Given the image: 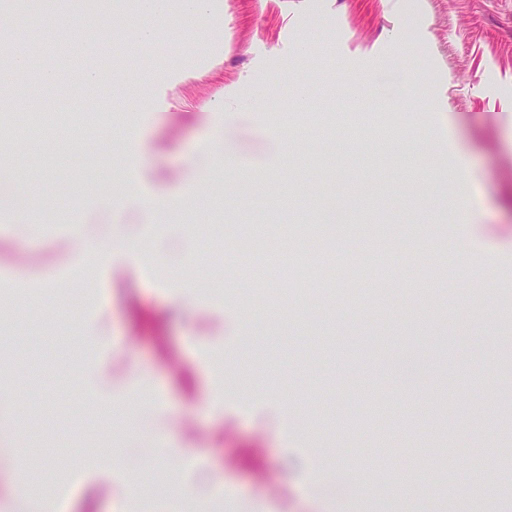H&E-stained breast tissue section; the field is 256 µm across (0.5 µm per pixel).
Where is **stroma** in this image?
<instances>
[{
  "label": "stroma",
  "instance_id": "35a3bbf8",
  "mask_svg": "<svg viewBox=\"0 0 512 512\" xmlns=\"http://www.w3.org/2000/svg\"><path fill=\"white\" fill-rule=\"evenodd\" d=\"M12 31L63 27L53 60L31 56L13 69L0 47V77L13 85L0 111V139L25 135L0 196L20 197L40 235L20 236L0 211V279L17 302L0 311V383L13 392L9 433H0V493L18 455L31 461L39 512L47 495L80 470L104 473L71 512H157L184 477L177 458L130 450L151 431L175 439L222 481L215 512H314L325 497L338 512H512V0H223L222 28L172 7L169 28L130 47L134 69L118 92L83 79L107 53L86 55L87 17L108 13L117 32L133 25L137 0H0ZM62 71L50 95L44 71ZM152 73L155 112L126 101ZM271 80L262 110L245 101ZM305 82V108L292 97ZM407 96L412 108H390ZM224 113H216L217 104ZM223 127V171L211 153ZM355 144L340 143L344 127ZM140 130L126 200L72 186V172L109 178L111 142ZM239 170L247 179H236ZM465 192L482 203L479 222L424 214L427 191ZM178 198L194 210L146 221L140 192ZM142 237L154 265L123 263L89 278L72 234ZM314 260L383 265L382 286L340 283L304 296L280 284L262 259L242 261L243 233L278 247L283 227ZM191 283L208 296L184 310L174 291ZM481 310V330L456 322ZM163 314L159 338L143 311ZM80 326L105 332L114 388L150 386L156 401L135 422L98 430L90 419L111 396L77 379ZM264 359H256V351ZM229 362L224 412L205 405L210 367ZM423 369L407 382L402 361ZM450 449L449 458L438 456ZM449 467L450 489L414 500L406 479ZM120 469L121 490L110 475ZM490 492L457 493L474 471Z\"/></svg>",
  "mask_w": 512,
  "mask_h": 512
}]
</instances>
